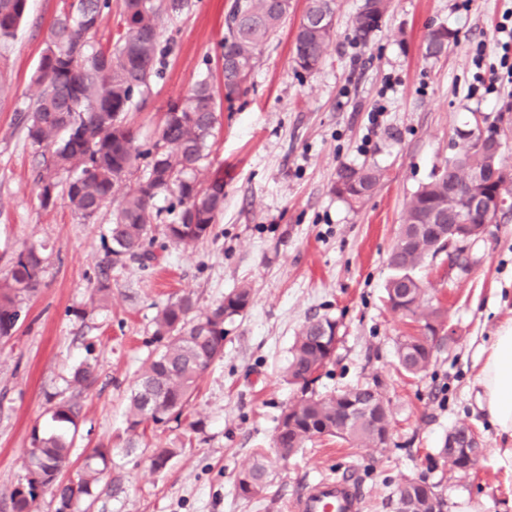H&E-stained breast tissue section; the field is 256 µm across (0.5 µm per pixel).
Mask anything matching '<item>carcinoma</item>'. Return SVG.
<instances>
[{"label": "carcinoma", "instance_id": "carcinoma-1", "mask_svg": "<svg viewBox=\"0 0 512 512\" xmlns=\"http://www.w3.org/2000/svg\"><path fill=\"white\" fill-rule=\"evenodd\" d=\"M30 0H0V43L15 37L21 20L29 11ZM187 0H122L115 42L95 46L84 39L85 29L101 25L112 14V0H72L50 28L47 47L33 75L38 87L34 104L24 115L26 138L41 148L42 161L35 170V181L44 195L45 208L58 194L67 197L73 211L84 219L94 217L107 202L120 197L109 228L112 261L140 255L151 232V224L161 216L156 199L170 194L177 199L176 219L166 225L169 241L191 249L205 239L224 211V181L199 179L203 161L209 155L216 124V106L207 78H201L186 95L173 104L154 132L149 146L139 143L126 124L125 114L134 98L159 75L160 20L174 16ZM390 7V0H363L351 19L356 40L364 43L377 30ZM290 0H234L226 20L224 53L235 59L224 73V97L231 99L250 78L262 47L279 30L288 16ZM336 13V0H307L305 16L294 35V62L304 72L316 71L335 34V25H319L311 17L320 10ZM453 35L441 27L425 40V56L437 58L448 51ZM479 151L461 146L454 161L435 168L407 205L388 264L393 275L386 285L387 301L392 290L406 289L413 308L409 318L420 324L415 335L397 341V361L408 375L426 371L431 356L424 344L425 330L444 322L441 311L430 305L422 308L425 288L417 271L426 260L445 248L418 233L438 209L448 210V223L457 217L472 224L483 222V214L463 210L464 203L448 205L449 193L465 192L472 173L484 167ZM143 176L136 185L127 184L134 172ZM382 179L375 165L342 167L336 173L333 189L347 204L360 203ZM44 259L33 246L22 249L9 275L0 281V338L12 334L21 317V303L40 284ZM251 303V291L240 288L224 297L209 311L202 323L190 324L193 303L187 296L169 299L154 318L153 340L160 345L145 360L126 413L125 434L132 443L145 435L146 426L155 430L177 421L195 398L198 382L208 368L224 354V322L243 314ZM328 318L307 322L295 338L286 377L291 383L314 381L326 365V355L318 340ZM93 367L81 364L74 369L72 383L82 389L91 384ZM354 397L369 405L383 399L378 386L358 385L338 394L310 395L290 404L276 426L275 447L295 453L321 437H336L349 444L378 448L384 434L391 431L390 414L378 422H368L362 414H344V402ZM77 402L62 400L51 408V421L77 427ZM73 434L70 430H32L27 464L44 463L39 479L12 495L14 512H32L42 491L52 488L57 512H65L91 494L112 447L100 444L87 456L77 480L62 479L69 465ZM178 452L176 448H156L151 467L160 471ZM280 452L259 453L237 477L240 496H261ZM398 494L407 497L412 512H442L443 500L435 485L422 480L407 481Z\"/></svg>", "mask_w": 512, "mask_h": 512}]
</instances>
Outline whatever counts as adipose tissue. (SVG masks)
Here are the masks:
<instances>
[{
	"label": "adipose tissue",
	"instance_id": "obj_1",
	"mask_svg": "<svg viewBox=\"0 0 512 512\" xmlns=\"http://www.w3.org/2000/svg\"><path fill=\"white\" fill-rule=\"evenodd\" d=\"M480 406L499 432L512 435V324L502 327L478 373Z\"/></svg>",
	"mask_w": 512,
	"mask_h": 512
}]
</instances>
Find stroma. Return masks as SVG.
Wrapping results in <instances>:
<instances>
[{
    "mask_svg": "<svg viewBox=\"0 0 512 512\" xmlns=\"http://www.w3.org/2000/svg\"><path fill=\"white\" fill-rule=\"evenodd\" d=\"M70 0H31L14 39L0 44V278L17 253L36 246L44 269L21 318L0 338V512L27 478L32 428H51L50 408L81 406L68 475L77 478L97 444L112 445L103 481L82 501L86 512H291L308 483L344 472L362 492V512H395L408 479L434 483L444 512H512V436L500 433L475 401L476 378L498 330L512 323V211L462 243L458 258L439 253L418 275L441 307L450 340L427 370H396V341L409 319L386 302L388 257L401 217L419 186L457 151L458 130L477 114L504 115L505 164L512 167V58L497 30L512 19V0H392L367 43L350 17L361 0H337L336 30L320 68L293 61V34L306 0H291L277 35L261 49L240 94L224 97L225 19L233 0H189L163 17V74L136 99L126 122L148 140L170 104L201 75L217 101V122L201 177L224 179V212L195 248H174L162 213L146 248L152 262L109 264L104 240L111 207L88 220L65 199L43 207L34 180L40 151L26 138L23 115L37 89L31 77L55 18ZM444 26L448 52L426 57L424 37ZM494 78L492 87L475 73ZM377 165L383 178L352 207L336 196L343 166ZM109 279L107 304L93 302ZM252 290L242 317L226 325L224 356L203 375L180 421L125 445L128 398L137 370L156 349L153 319L184 295L201 316L237 288ZM330 318L339 340L309 388L284 378L294 339L311 319ZM95 365L86 390L70 381ZM379 384L391 411L383 448L318 439L276 465L266 493L241 497L239 472L256 451L273 452L282 411L304 392L320 396ZM472 428L477 464L452 472L442 453L455 428ZM177 454L152 471L154 449Z\"/></svg>",
    "mask_w": 512,
    "mask_h": 512,
    "instance_id": "1",
    "label": "stroma"
}]
</instances>
